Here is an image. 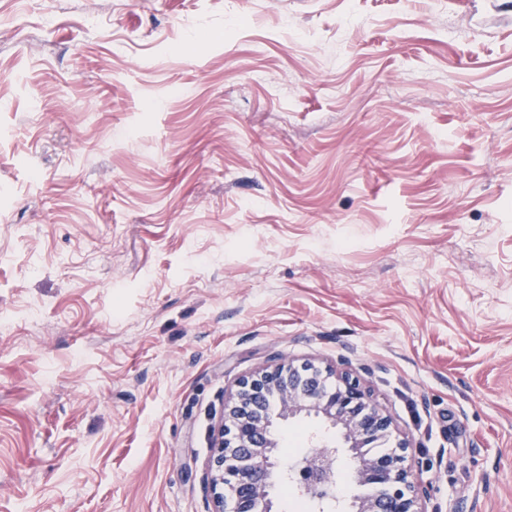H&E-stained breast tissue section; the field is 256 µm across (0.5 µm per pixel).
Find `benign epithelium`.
I'll list each match as a JSON object with an SVG mask.
<instances>
[{
	"mask_svg": "<svg viewBox=\"0 0 512 512\" xmlns=\"http://www.w3.org/2000/svg\"><path fill=\"white\" fill-rule=\"evenodd\" d=\"M299 416L315 417L336 430L343 458L327 442L317 443L301 461L279 458V427ZM224 419L208 464L216 512H274L270 493L284 476L318 503L339 505L342 497L330 492L338 465L350 471L355 486L381 490L374 496H353L349 512H425L424 490L406 465L407 443L395 441L391 454L368 452L392 438L391 420L347 371L292 361L263 369L238 382L232 401L224 406Z\"/></svg>",
	"mask_w": 512,
	"mask_h": 512,
	"instance_id": "benign-epithelium-1",
	"label": "benign epithelium"
}]
</instances>
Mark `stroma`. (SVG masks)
I'll list each match as a JSON object with an SVG mask.
<instances>
[{
  "mask_svg": "<svg viewBox=\"0 0 512 512\" xmlns=\"http://www.w3.org/2000/svg\"><path fill=\"white\" fill-rule=\"evenodd\" d=\"M0 315V512H215L284 360L512 512V0H0Z\"/></svg>",
  "mask_w": 512,
  "mask_h": 512,
  "instance_id": "1",
  "label": "stroma"
}]
</instances>
